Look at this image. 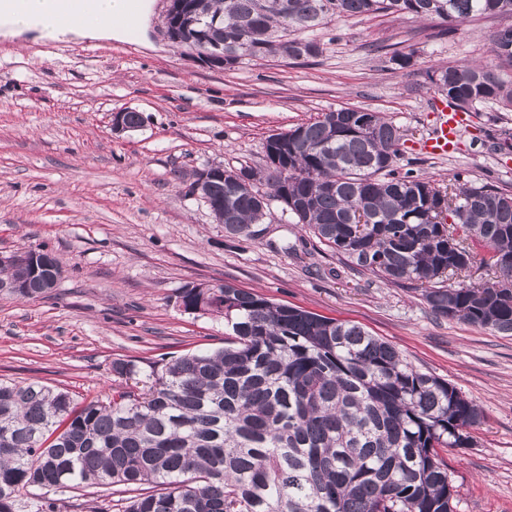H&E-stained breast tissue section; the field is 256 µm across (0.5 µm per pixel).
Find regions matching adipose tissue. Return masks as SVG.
I'll list each match as a JSON object with an SVG mask.
<instances>
[{
  "label": "adipose tissue",
  "instance_id": "obj_1",
  "mask_svg": "<svg viewBox=\"0 0 512 512\" xmlns=\"http://www.w3.org/2000/svg\"><path fill=\"white\" fill-rule=\"evenodd\" d=\"M125 0H92L80 23L60 19L49 0H28L24 14H15L7 0H0V35L7 38L30 36L33 41L56 40L71 34L82 38L109 39L121 32L119 21Z\"/></svg>",
  "mask_w": 512,
  "mask_h": 512
}]
</instances>
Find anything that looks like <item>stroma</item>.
<instances>
[{
	"mask_svg": "<svg viewBox=\"0 0 512 512\" xmlns=\"http://www.w3.org/2000/svg\"><path fill=\"white\" fill-rule=\"evenodd\" d=\"M167 7L151 0L131 43L0 40V256L41 251L62 271L43 297L0 295V378L40 380L81 404L105 399L122 383L115 360L222 348L223 317L185 312L177 296L229 283L360 325L454 384L485 413L472 446L444 454L456 512H512V336L435 317L413 284L341 260L276 199L243 238L188 192L207 166H265L269 136L339 108L382 113L404 130L401 171L512 191V110L469 109L448 156L420 148L440 96L429 68L488 58L491 35L512 18L335 19L317 33L318 57L221 70L169 39ZM408 52L412 67L398 68L394 55ZM124 107L144 124L118 136L112 113Z\"/></svg>",
	"mask_w": 512,
	"mask_h": 512,
	"instance_id": "35a3bbf8",
	"label": "stroma"
}]
</instances>
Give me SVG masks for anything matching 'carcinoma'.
Here are the masks:
<instances>
[{
  "label": "carcinoma",
  "mask_w": 512,
  "mask_h": 512,
  "mask_svg": "<svg viewBox=\"0 0 512 512\" xmlns=\"http://www.w3.org/2000/svg\"><path fill=\"white\" fill-rule=\"evenodd\" d=\"M195 25L170 38L189 50L222 43L246 58L319 56L315 29L335 18H436L461 25L512 17V0H188ZM491 56L512 64V27L490 37ZM448 103L512 108V86L492 63L432 74ZM323 114L266 143L271 196L318 241L390 283L417 282L436 316L512 335V192L458 179L439 186L395 168L403 130L380 114L358 132V111ZM245 166L224 168L202 194L226 233L249 238L266 217ZM366 221L356 222L358 210ZM487 279L468 280L473 267ZM33 267H0L25 279L11 296L38 298ZM452 278L456 285H444ZM179 306L220 314L224 348L161 366L112 362L137 389L80 405L40 380H0V512L39 490L29 512H56L50 493L102 494L92 512H455L447 448L471 445L483 410L449 381L416 370L363 327L277 304L230 284L184 286ZM127 495L112 499V488Z\"/></svg>",
  "instance_id": "cac0c4a2"
}]
</instances>
